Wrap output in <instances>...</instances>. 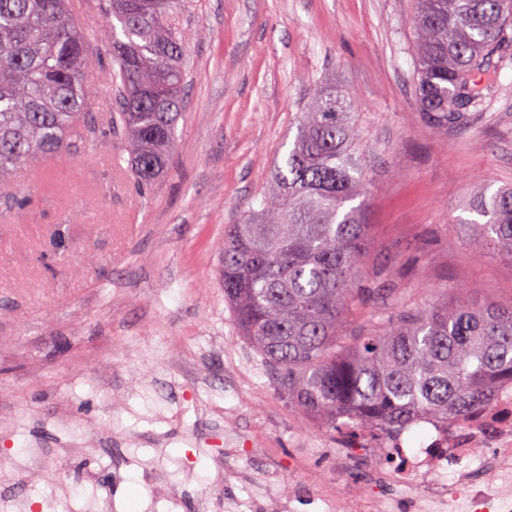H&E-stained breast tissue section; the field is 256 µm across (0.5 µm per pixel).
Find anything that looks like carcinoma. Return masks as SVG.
<instances>
[{
    "mask_svg": "<svg viewBox=\"0 0 512 512\" xmlns=\"http://www.w3.org/2000/svg\"><path fill=\"white\" fill-rule=\"evenodd\" d=\"M106 17L100 44L75 22ZM184 0H0V194L16 170L68 153L99 133L88 75L109 61V123L142 187L179 148L188 42ZM416 99L427 125L448 131L463 93L475 106L495 73L489 55L512 27V0H415ZM353 102L317 86L260 209L224 235V297L242 336L272 368L279 392L319 425L348 433L408 430L419 419L464 418L512 385V306L453 292L452 303L394 314L350 338L347 318L372 289L357 270L369 239L366 163L356 151ZM465 244L512 261V189L476 197Z\"/></svg>",
    "mask_w": 512,
    "mask_h": 512,
    "instance_id": "obj_1",
    "label": "carcinoma"
}]
</instances>
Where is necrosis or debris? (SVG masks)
<instances>
[{
  "mask_svg": "<svg viewBox=\"0 0 512 512\" xmlns=\"http://www.w3.org/2000/svg\"><path fill=\"white\" fill-rule=\"evenodd\" d=\"M422 447H408L402 431L349 441L339 437L336 455L361 460L383 472L384 485L411 487L433 476L422 494L434 512H512V387L490 408L448 422L428 419ZM451 483H441L443 474Z\"/></svg>",
  "mask_w": 512,
  "mask_h": 512,
  "instance_id": "4bbe7bcc",
  "label": "necrosis or debris"
}]
</instances>
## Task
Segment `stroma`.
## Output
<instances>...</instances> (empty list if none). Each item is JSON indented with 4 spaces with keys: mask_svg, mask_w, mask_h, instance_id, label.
Returning a JSON list of instances; mask_svg holds the SVG:
<instances>
[{
    "mask_svg": "<svg viewBox=\"0 0 512 512\" xmlns=\"http://www.w3.org/2000/svg\"><path fill=\"white\" fill-rule=\"evenodd\" d=\"M414 0H189L181 148L143 190L110 137L0 195V512H330L376 482L287 404L224 299V232L259 207L322 83L354 101L369 159L373 292L347 323L445 301L512 305V261L452 248L480 191L512 187V44L470 121L427 127Z\"/></svg>",
    "mask_w": 512,
    "mask_h": 512,
    "instance_id": "1",
    "label": "stroma"
}]
</instances>
